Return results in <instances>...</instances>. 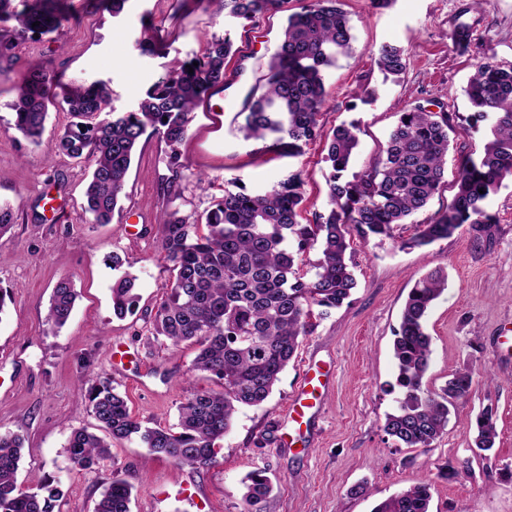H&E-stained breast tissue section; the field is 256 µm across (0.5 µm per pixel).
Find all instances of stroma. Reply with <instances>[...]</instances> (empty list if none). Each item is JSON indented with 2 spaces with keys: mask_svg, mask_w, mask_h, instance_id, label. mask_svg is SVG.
Returning <instances> with one entry per match:
<instances>
[{
  "mask_svg": "<svg viewBox=\"0 0 512 512\" xmlns=\"http://www.w3.org/2000/svg\"><path fill=\"white\" fill-rule=\"evenodd\" d=\"M69 5L70 16L56 32L20 43L11 66L0 72V204L17 216L0 239V287L11 291L0 315V431L24 439L19 484L28 486L29 474H48L64 491L60 512H94L105 478L115 471L134 487L132 512H239L244 477L262 468L274 484L262 512H373L421 481L431 486V512H512V179L486 201L498 220L492 237L475 240L464 226L422 250L399 246L446 208L459 155L480 151L485 142L491 122L474 121L465 89L477 61L512 63V0H483L477 8L471 0H393L386 8L373 0H342L358 53L339 59L328 73L325 127L357 123L351 168L358 171L376 161L401 112L434 101L453 117L445 185L392 237H353L357 286L350 298L302 338L271 396L239 409L218 442L214 465H177L122 441L113 443L112 460L99 472L75 468L65 453L73 430L96 428L83 385L88 372L110 378L132 415L151 427L176 422L188 387L217 386L202 375L187 378L194 346L173 347L154 331L169 278L157 232L168 203L193 218L232 181L260 193L297 174L301 217L309 222L327 208L330 168L322 140L288 157L238 131L245 98L262 92L261 79L297 0H285L279 12L253 24L226 16L214 0H127L116 17L101 0ZM462 27L470 38L465 50L454 40ZM215 34L228 35L235 53L227 84L196 103L179 147L180 198L168 195V148L148 133L127 174L121 213L111 223H92L81 209L87 166L52 150L68 113L50 107L37 145L14 127L10 104L29 64L41 63L64 87L106 83L112 110L134 112L154 83L201 55ZM150 38L155 50L142 51ZM384 44L409 54L403 74H386L375 64ZM114 254L129 262L140 297L135 314L122 319L112 313L118 273L107 259ZM436 269L445 271L448 286L427 320L425 381L437 390L469 369L473 388L451 406L447 430L431 447L403 448L383 431L400 395L393 340L410 289ZM63 279L80 297L67 324L55 331L46 314ZM118 344L130 359L117 367L112 348ZM310 361L328 369L329 380L316 413L286 444L281 427ZM487 407L495 412L497 438L480 456L473 450L475 423ZM261 437L262 448L256 444ZM452 467L453 477L447 474Z\"/></svg>",
  "mask_w": 512,
  "mask_h": 512,
  "instance_id": "1",
  "label": "stroma"
}]
</instances>
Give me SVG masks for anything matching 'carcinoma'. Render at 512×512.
Returning <instances> with one entry per match:
<instances>
[{
  "instance_id": "obj_1",
  "label": "carcinoma",
  "mask_w": 512,
  "mask_h": 512,
  "mask_svg": "<svg viewBox=\"0 0 512 512\" xmlns=\"http://www.w3.org/2000/svg\"><path fill=\"white\" fill-rule=\"evenodd\" d=\"M12 0H0V65L13 58L14 46L53 29L65 12L61 0H23L21 11ZM285 0H221L224 11L246 21L281 9ZM340 0H301L287 18L278 48L268 63L264 90L250 95L244 106L242 132L247 138L272 140L271 147L294 153L316 139L328 143L326 161L330 209L311 224L299 222L304 196L300 176L293 175L263 194L237 184L226 189L211 208L194 220L179 209L165 211L158 224L161 248L171 266L166 299L154 317L156 335L173 345L197 347L188 373H209L222 381L218 390H191L170 426H144L132 414L112 381L88 375V402L97 432H72L66 453L70 462L99 471L112 460V443L137 441L149 452L175 464L207 467L220 448L238 409L264 402L294 358L301 338L313 332V308L325 316L341 306L355 288L350 270L353 235L392 236L423 209L444 182L452 116L416 103L400 113L383 156L375 164L343 178L358 146L356 126L344 124L325 131L324 71L341 57L357 53L351 26ZM39 25H34V22ZM229 37H211L197 66H181L153 85L136 112L105 116L109 90L103 83L77 86L62 97L72 121L55 142V150L84 161L91 169L83 211L95 224L112 222L132 158L147 130L170 148V201L178 198L181 178L177 147L185 139L196 101L224 85ZM409 57L385 44L378 65L400 74ZM475 115L491 113V137L478 155L457 159L456 192L433 222L423 224L404 248H423L452 237L469 225L475 237L491 236L497 223L485 201L503 180L512 177V65L483 60L465 89ZM57 100L52 81L39 63L29 66L11 104L15 128L31 143H41L49 105ZM318 248L321 257L310 278L299 273L296 256ZM447 287L435 271L421 278L405 301L395 334L397 384L402 395L397 410L386 416L383 430L398 445L429 448L448 426L449 406L469 396L473 373H456L440 391L424 382L431 354L427 319L434 301ZM112 310L118 317L134 312L138 295L134 278L125 276L111 288ZM78 293L67 281L53 289L47 323L54 329L68 321ZM493 409L476 419L475 449L494 448ZM23 439L0 432V512H58L63 490L53 479L41 478L23 490L17 474ZM240 512H261L272 491L266 471L257 469L244 480ZM133 485L114 472L105 482L94 512H131ZM429 485L419 482L379 503L374 512H430Z\"/></svg>"
}]
</instances>
